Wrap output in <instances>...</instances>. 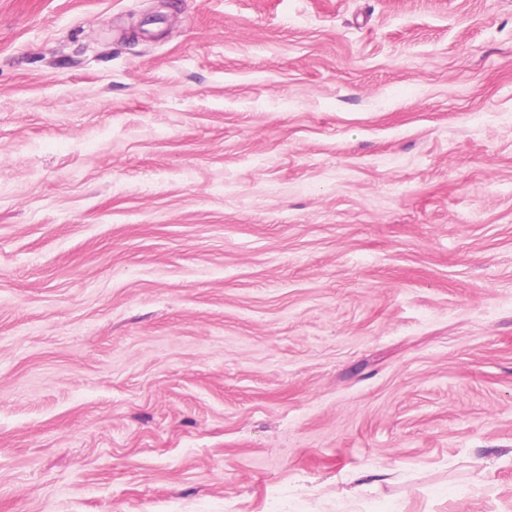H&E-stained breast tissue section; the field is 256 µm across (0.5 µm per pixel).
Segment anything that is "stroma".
<instances>
[{
	"instance_id": "stroma-1",
	"label": "stroma",
	"mask_w": 512,
	"mask_h": 512,
	"mask_svg": "<svg viewBox=\"0 0 512 512\" xmlns=\"http://www.w3.org/2000/svg\"><path fill=\"white\" fill-rule=\"evenodd\" d=\"M0 512H512V0H0Z\"/></svg>"
}]
</instances>
